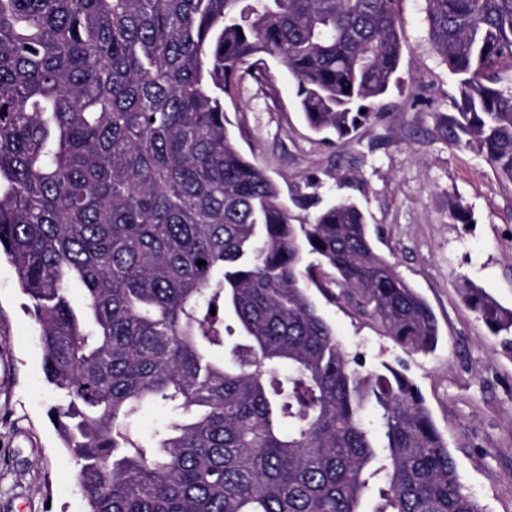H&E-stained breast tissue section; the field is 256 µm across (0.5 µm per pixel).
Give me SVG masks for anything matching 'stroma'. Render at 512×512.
<instances>
[{"mask_svg":"<svg viewBox=\"0 0 512 512\" xmlns=\"http://www.w3.org/2000/svg\"><path fill=\"white\" fill-rule=\"evenodd\" d=\"M425 7L399 0L398 86L345 143L307 127L296 82L276 64L273 93L247 76L225 108L238 145L279 183L294 218L345 198L363 210L376 250L433 309L436 349L404 352L347 298L312 297L363 371L402 365L483 512H512V330L492 333L461 292L471 279L512 311V181L453 145L457 84L432 49ZM457 207L466 221L452 219ZM29 305L1 257L0 512H86L77 465L49 417L56 398Z\"/></svg>","mask_w":512,"mask_h":512,"instance_id":"1","label":"stroma"}]
</instances>
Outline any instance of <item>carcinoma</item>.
<instances>
[{"label": "carcinoma", "mask_w": 512, "mask_h": 512, "mask_svg": "<svg viewBox=\"0 0 512 512\" xmlns=\"http://www.w3.org/2000/svg\"><path fill=\"white\" fill-rule=\"evenodd\" d=\"M398 2L0 0V256L86 512H482L413 381L354 367L304 255L405 350L434 348L431 307L356 203L291 223L225 115L243 76L271 88L273 60L307 126L342 142L395 79ZM426 3L460 94L453 142L512 180V0ZM150 405L177 416L142 439Z\"/></svg>", "instance_id": "obj_1"}]
</instances>
